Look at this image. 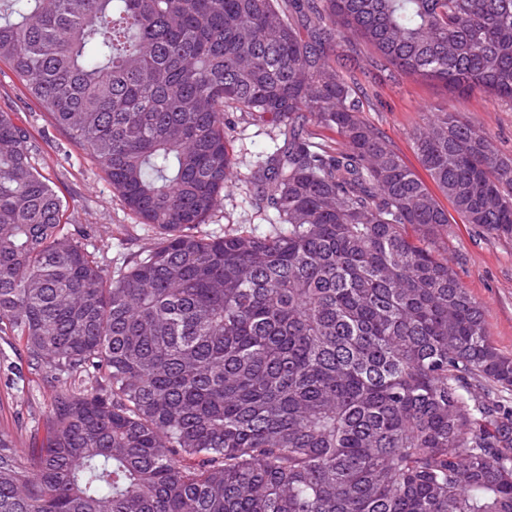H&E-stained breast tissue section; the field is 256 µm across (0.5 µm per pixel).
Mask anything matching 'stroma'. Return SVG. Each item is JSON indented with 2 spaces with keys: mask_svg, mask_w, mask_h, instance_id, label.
<instances>
[{
  "mask_svg": "<svg viewBox=\"0 0 512 512\" xmlns=\"http://www.w3.org/2000/svg\"><path fill=\"white\" fill-rule=\"evenodd\" d=\"M365 119L388 135L404 161L417 166L413 137L434 115L456 112L486 132L503 153L512 154V104L488 94L459 95L422 81L402 78L385 84L361 80ZM0 112L12 113L39 144L38 168L67 204L65 230L112 267L127 265L153 238L124 207L103 170L52 125L46 111L24 90L10 67L0 63ZM278 131L238 123L231 134L234 174L205 229L222 235L240 225L262 233L268 219L251 203L245 184L258 157L280 143ZM445 249L460 284L485 313L488 334L501 353L512 356V239L462 223L449 213ZM54 395L49 376L33 368L25 344L0 335V432L18 447H41L46 414Z\"/></svg>",
  "mask_w": 512,
  "mask_h": 512,
  "instance_id": "35a3bbf8",
  "label": "stroma"
}]
</instances>
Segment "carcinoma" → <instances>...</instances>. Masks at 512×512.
<instances>
[{
  "label": "carcinoma",
  "mask_w": 512,
  "mask_h": 512,
  "mask_svg": "<svg viewBox=\"0 0 512 512\" xmlns=\"http://www.w3.org/2000/svg\"><path fill=\"white\" fill-rule=\"evenodd\" d=\"M362 44L377 77L512 103V0H0V62L155 233L111 269L0 112V334L63 386L42 447L0 433V512H512V404L472 393L512 357L336 67ZM231 110L283 135L246 178L262 234L201 230ZM414 148L512 237V157L448 112Z\"/></svg>",
  "instance_id": "carcinoma-1"
}]
</instances>
